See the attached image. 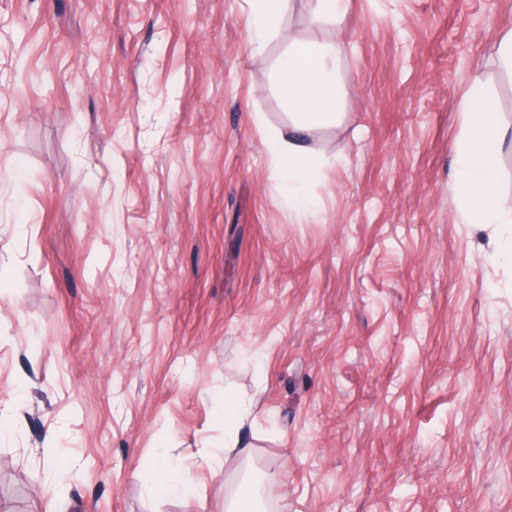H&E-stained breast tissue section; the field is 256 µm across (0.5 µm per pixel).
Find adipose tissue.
I'll return each instance as SVG.
<instances>
[{
  "instance_id": "1",
  "label": "adipose tissue",
  "mask_w": 512,
  "mask_h": 512,
  "mask_svg": "<svg viewBox=\"0 0 512 512\" xmlns=\"http://www.w3.org/2000/svg\"><path fill=\"white\" fill-rule=\"evenodd\" d=\"M330 52L323 46L300 42L289 46L278 72L280 87L289 106L295 109L301 129L329 123L336 118V76L328 68ZM466 130L457 146L458 197L464 202L472 223L512 224V212L500 204L498 157L506 133L492 98L484 92L472 94L465 103ZM288 199L301 207L311 206L307 184L315 170L304 145L289 142L277 152Z\"/></svg>"
}]
</instances>
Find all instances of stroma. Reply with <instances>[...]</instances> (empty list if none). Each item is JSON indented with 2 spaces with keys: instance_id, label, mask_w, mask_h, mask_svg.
Masks as SVG:
<instances>
[{
  "instance_id": "35a3bbf8",
  "label": "stroma",
  "mask_w": 512,
  "mask_h": 512,
  "mask_svg": "<svg viewBox=\"0 0 512 512\" xmlns=\"http://www.w3.org/2000/svg\"><path fill=\"white\" fill-rule=\"evenodd\" d=\"M252 20L0 0V512H512V258L454 188L484 89L512 208V0H284L258 53ZM295 41L345 46L339 118L302 133ZM276 153L285 180L288 200L297 206H311L313 200L308 195L306 187L307 182L312 180L315 170L304 144L299 140L288 141V145L282 146ZM247 420V410L245 408H224V429L228 439L224 438V453L230 455L237 450L239 441L234 440L233 433L239 427L244 425Z\"/></svg>"
}]
</instances>
